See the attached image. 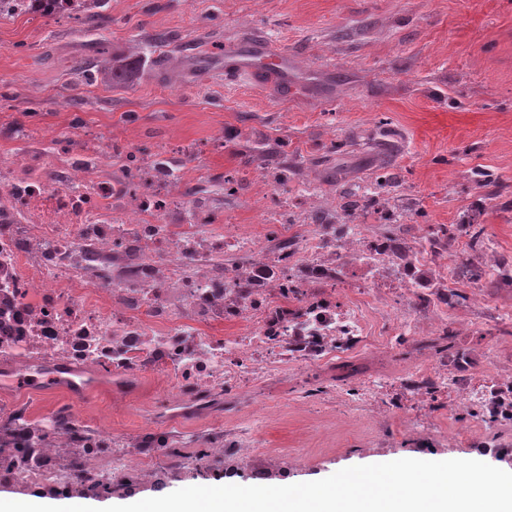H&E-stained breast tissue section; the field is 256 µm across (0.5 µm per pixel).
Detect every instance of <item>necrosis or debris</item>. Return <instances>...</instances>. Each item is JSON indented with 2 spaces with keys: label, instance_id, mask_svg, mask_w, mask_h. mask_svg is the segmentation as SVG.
<instances>
[{
  "label": "necrosis or debris",
  "instance_id": "obj_1",
  "mask_svg": "<svg viewBox=\"0 0 512 512\" xmlns=\"http://www.w3.org/2000/svg\"><path fill=\"white\" fill-rule=\"evenodd\" d=\"M0 358L91 365L123 389L146 376L165 413L129 435L89 433L73 415L0 414V483L118 490L156 483L169 418L272 416L278 394L324 401L379 427L392 418L426 440L446 431L435 399L472 410L480 433L512 439V352L451 308L484 269L512 278L483 244L449 264L454 242L417 227L407 249L360 224H306L280 204L267 238L224 224L212 196L185 195L164 156L37 124L0 129ZM364 266L368 277L349 272ZM209 459L265 476L266 454L240 427L215 430Z\"/></svg>",
  "mask_w": 512,
  "mask_h": 512
}]
</instances>
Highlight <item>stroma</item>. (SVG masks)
<instances>
[{"mask_svg": "<svg viewBox=\"0 0 512 512\" xmlns=\"http://www.w3.org/2000/svg\"><path fill=\"white\" fill-rule=\"evenodd\" d=\"M94 12L92 27L0 18V127L36 112L58 131L80 113L97 132L164 149L185 188L223 191L225 223L259 237L269 236L280 202L298 207L315 196L307 223L352 221L402 238L420 224H445L464 246L466 214L512 259V0H97ZM258 36L288 55L289 99L224 74L225 44ZM99 41L112 58L108 86L91 79ZM475 170L490 172L496 187L476 188ZM380 177L396 223L372 208L343 210L344 189ZM480 286L485 304L473 305L462 288L456 312L512 337V284L490 271ZM139 388L120 400L105 387L77 404L5 383L0 411L70 408L91 427L134 434L144 408L167 403L151 377ZM309 388L306 408L281 401L269 422L244 411L176 421L168 432L197 439L221 424L256 432L275 453L269 486L402 458L480 460L512 472V452H487L477 440L426 447L396 419L377 430L344 421L340 408L325 407L318 379ZM222 469L219 461L203 474L182 467L139 496L213 486Z\"/></svg>", "mask_w": 512, "mask_h": 512, "instance_id": "1", "label": "stroma"}]
</instances>
